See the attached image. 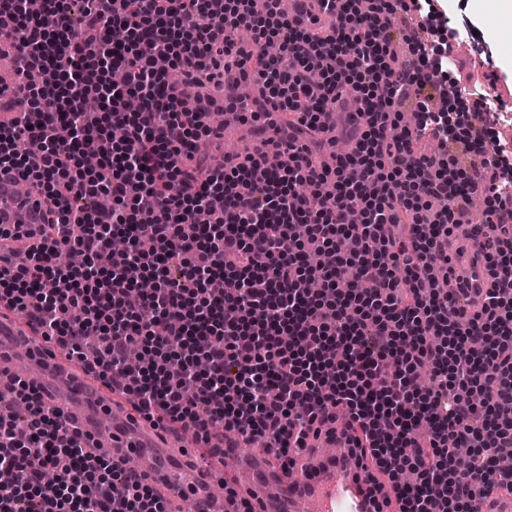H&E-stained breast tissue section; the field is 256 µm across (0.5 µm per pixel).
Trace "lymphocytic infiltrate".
I'll return each mask as SVG.
<instances>
[{
	"label": "lymphocytic infiltrate",
	"mask_w": 512,
	"mask_h": 512,
	"mask_svg": "<svg viewBox=\"0 0 512 512\" xmlns=\"http://www.w3.org/2000/svg\"><path fill=\"white\" fill-rule=\"evenodd\" d=\"M317 2L339 19L325 33L280 0H43L37 13L0 0L25 78L23 112L0 124V172L50 203L27 264L0 266V304L145 420L193 427L214 452L232 432L286 459L343 411L344 434L395 483L401 512H477L481 485L512 493V197L481 155L485 127L452 124L467 104L418 65L428 44L405 35L410 57L395 59L391 17L446 18L436 0ZM172 69L194 84L253 74L295 131L316 128L350 88L366 128L320 168L269 167L276 143L214 168L197 144L216 101L199 94L184 111ZM412 96L408 127L399 106ZM425 137L439 153L420 148ZM471 154L480 164H464ZM477 193L487 223L474 246L494 286L468 314L433 272L448 268ZM203 208L211 223L197 222ZM66 250L84 263L60 267ZM313 251L323 264L308 262ZM141 277L155 288L139 289ZM424 365L432 383L418 388ZM11 397L27 426L0 405V512H168L37 387L14 379Z\"/></svg>",
	"instance_id": "f902f5d3"
}]
</instances>
